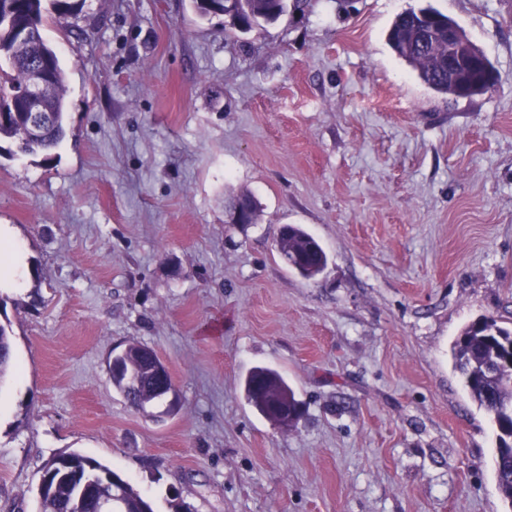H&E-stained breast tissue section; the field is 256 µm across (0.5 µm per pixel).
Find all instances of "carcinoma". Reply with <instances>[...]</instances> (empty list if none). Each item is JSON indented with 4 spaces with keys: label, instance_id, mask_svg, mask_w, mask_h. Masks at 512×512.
<instances>
[{
    "label": "carcinoma",
    "instance_id": "1",
    "mask_svg": "<svg viewBox=\"0 0 512 512\" xmlns=\"http://www.w3.org/2000/svg\"><path fill=\"white\" fill-rule=\"evenodd\" d=\"M194 11L202 19L228 18L229 25L243 31L258 29L288 10V0H224L215 9V0H192ZM28 25L36 30L34 39L19 41L16 28ZM43 0H0V111L9 120L0 123V141L15 145L13 154L50 155L64 137L65 72L56 51L44 40ZM394 53L417 72L434 91L456 97L474 95L468 86L484 81L480 62L472 63L462 76L448 75V16L434 8L410 9L398 14L388 33ZM36 57L48 58L53 79L45 92L48 112L42 132L31 138L26 113L19 111L18 92L25 86L27 62ZM282 262L306 279L317 277L327 265V254L319 242L297 225L276 239ZM470 323L453 347L455 368L465 388L479 408L491 418L498 430L494 467L501 495L512 505V438L501 432L512 427V369L504 365L512 356V329L498 324L492 317ZM12 330L0 323V383L11 373L13 364ZM158 356L142 344L126 346L125 356L112 367V386L125 401L143 407L157 400L161 382L157 378ZM247 397L267 414L270 401L278 400L294 408L302 406L285 379L270 368H257L245 383ZM48 467L38 488L40 512H100L102 500H112L116 512H154L153 503L119 473L95 458L77 452L62 453L45 463ZM86 478L96 480L92 495L81 493Z\"/></svg>",
    "mask_w": 512,
    "mask_h": 512
}]
</instances>
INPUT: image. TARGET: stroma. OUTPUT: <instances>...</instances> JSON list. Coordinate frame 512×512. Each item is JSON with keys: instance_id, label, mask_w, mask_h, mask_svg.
I'll return each instance as SVG.
<instances>
[{"instance_id": "35a3bbf8", "label": "stroma", "mask_w": 512, "mask_h": 512, "mask_svg": "<svg viewBox=\"0 0 512 512\" xmlns=\"http://www.w3.org/2000/svg\"><path fill=\"white\" fill-rule=\"evenodd\" d=\"M426 6L495 87L444 96L394 54L396 15ZM43 35L66 136L0 156L25 256L0 288V512H39L44 464L71 451L155 512H512L451 354L476 319L512 327V0H311L246 34L190 0H84ZM243 193L257 221L228 223ZM283 224L324 248L316 280L279 259ZM131 343L177 405L113 388ZM257 367L302 401L291 427L249 402ZM12 330L8 323L0 322V383L11 373L13 364Z\"/></svg>"}]
</instances>
